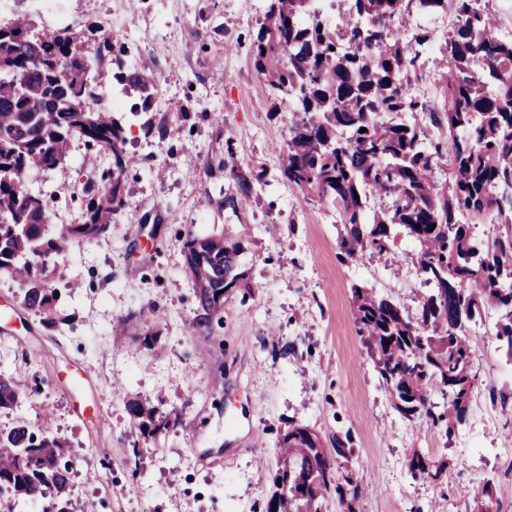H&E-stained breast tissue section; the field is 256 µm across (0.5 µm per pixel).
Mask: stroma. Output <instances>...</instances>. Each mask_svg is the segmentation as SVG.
Wrapping results in <instances>:
<instances>
[{
    "label": "stroma",
    "instance_id": "stroma-1",
    "mask_svg": "<svg viewBox=\"0 0 512 512\" xmlns=\"http://www.w3.org/2000/svg\"><path fill=\"white\" fill-rule=\"evenodd\" d=\"M266 0H66L51 17L43 0H11L49 28H81L112 15L121 33L144 36L137 63L153 66L166 104L154 114L165 135L129 132L139 160L129 174V208L109 232L77 249L67 278L83 287L73 327L45 328L0 279V308L19 318L0 328V368L33 395L18 414L39 418L76 460V512H264L276 443L289 422L309 425L325 445L350 434L344 469L359 484L356 512H472V488L489 478L512 489V363L496 342L479 350L466 423L428 447L432 429L404 418L382 390L357 333L351 287L373 289L416 313L415 245L396 241L394 262L337 258L339 213L282 178L279 153L290 113L272 115L249 57ZM243 164L260 171L258 198L241 215L218 211L230 179L207 160L225 137ZM110 166L107 154L72 138L69 159L31 189L51 195L55 224L82 220L81 192ZM252 228L243 261L255 289L224 303L211 335L193 330L197 307L183 269L187 232L233 235ZM147 322L158 339L116 336L119 317ZM80 380H73V373ZM176 417L168 435L146 440L129 422V400ZM445 462L437 478H413L412 451Z\"/></svg>",
    "mask_w": 512,
    "mask_h": 512
}]
</instances>
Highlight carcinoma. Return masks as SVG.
<instances>
[{
	"instance_id": "carcinoma-1",
	"label": "carcinoma",
	"mask_w": 512,
	"mask_h": 512,
	"mask_svg": "<svg viewBox=\"0 0 512 512\" xmlns=\"http://www.w3.org/2000/svg\"><path fill=\"white\" fill-rule=\"evenodd\" d=\"M413 1L433 10L450 5L456 16L433 63L444 111L427 112V126L415 121L426 104L408 88L426 74L419 50L430 32L420 28L409 40L399 34ZM309 9V0H269L251 43L271 111L292 106L281 174L339 212L341 261L388 260L402 233L417 245L413 263L427 286L418 314L354 285L353 320L395 409L410 421H431L448 438L468 418L476 380L468 330L482 310L499 313L494 339L512 362V229L491 238L475 233L487 216L512 224V41L497 39L496 19L481 0H352L349 16L334 27L318 16L303 21ZM124 53V43L98 24L38 31L24 15L0 24V278L18 285L19 303L49 329L75 319L51 278L74 247L106 234L128 206L126 178L136 159L127 149L126 117L95 106L99 89L120 87L145 132L164 133L152 121L157 73L126 66ZM74 135L108 152L111 168L83 187V221L54 232L46 194L30 190L27 176L65 163ZM232 144L227 138L217 166L234 182L223 207L236 214L257 198L261 174L237 159ZM445 165L441 186L434 173ZM246 237L243 225L236 238L190 232L183 242L199 335L223 319L224 296L251 287L240 260ZM24 399L25 385L0 370V412ZM126 410L146 437L175 425L147 401L130 400ZM347 439L336 437L330 450L312 428L290 423L277 443L266 512H323L332 497L339 512H355L357 485L352 473L338 471ZM64 448L37 420L20 417L0 429V491L13 494V512L48 496L54 512H69L75 469ZM433 467L440 472L444 464L412 451L413 476ZM472 499L474 512L501 506L490 480L474 486Z\"/></svg>"
}]
</instances>
